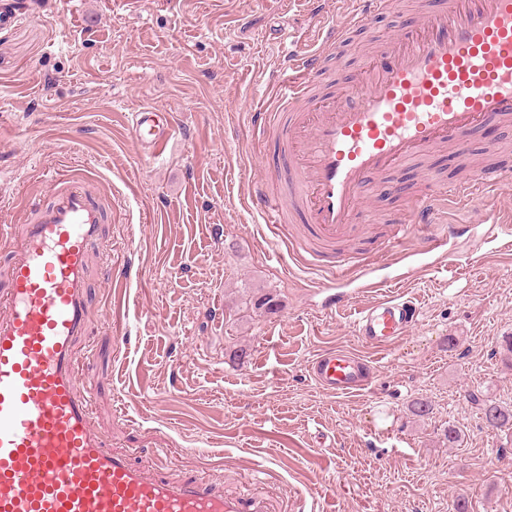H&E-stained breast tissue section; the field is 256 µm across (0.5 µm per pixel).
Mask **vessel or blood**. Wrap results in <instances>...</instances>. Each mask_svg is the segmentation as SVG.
Segmentation results:
<instances>
[{
  "mask_svg": "<svg viewBox=\"0 0 512 512\" xmlns=\"http://www.w3.org/2000/svg\"><path fill=\"white\" fill-rule=\"evenodd\" d=\"M399 6L358 0L328 24L316 49L285 52L273 108L251 113L254 127L279 140L285 161L249 193L274 227L299 211L334 244L376 176L447 144L465 149L473 132L512 118V0H444L420 30L400 33L369 59L358 85L322 96L323 72L349 32ZM131 128L148 153L175 133L171 114L149 105L133 112ZM509 178L512 167L503 165L411 198L389 242L393 262L405 258L406 231L419 233L423 253L452 259L448 245L463 227L438 223V213ZM106 219L97 182L83 172L56 180L49 201L19 224H0L1 241H20L0 283V512H266L261 499L227 496L199 479L173 481L109 449L90 396L77 390L75 355L88 327V251ZM400 283L365 277L363 291L375 300L353 322L365 344H392L418 325L419 308L397 294ZM307 372L322 390L351 397L367 388L373 368L353 351L330 349Z\"/></svg>",
  "mask_w": 512,
  "mask_h": 512,
  "instance_id": "b4317fda",
  "label": "vessel or blood"
}]
</instances>
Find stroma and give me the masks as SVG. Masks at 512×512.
Returning a JSON list of instances; mask_svg holds the SVG:
<instances>
[{
	"label": "stroma",
	"instance_id": "1",
	"mask_svg": "<svg viewBox=\"0 0 512 512\" xmlns=\"http://www.w3.org/2000/svg\"><path fill=\"white\" fill-rule=\"evenodd\" d=\"M436 4L403 0L354 30L326 90ZM325 24L310 0H55L0 27V221L18 222L75 169L111 195L89 255L78 389L91 392L109 448L133 463L262 497L269 512H450L462 495L471 512H512V430L491 431L482 413L486 400L512 405L501 354L512 251L488 242L484 223L512 219V186L441 214L471 227L454 242L461 267L406 281L421 302L416 327L382 349L352 331L374 300L356 275L384 253L407 198L430 179L512 164V121L475 132L464 158L434 152L386 174L395 192L364 195L350 244L337 247L352 271L341 315L320 312L331 275L305 225L277 236L244 204L252 179L278 163L247 113L279 73L281 31L304 52ZM143 105L176 119L157 160L128 125ZM260 292L274 311L253 307ZM331 348L373 361L368 389L341 398L309 378V361ZM419 398L432 403L422 420L409 411ZM450 425L462 434L452 447Z\"/></svg>",
	"mask_w": 512,
	"mask_h": 512
}]
</instances>
